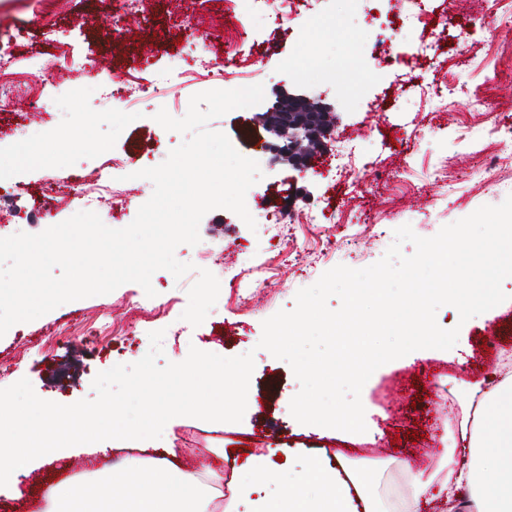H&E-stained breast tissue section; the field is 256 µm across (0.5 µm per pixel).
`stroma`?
<instances>
[{"label": "stroma", "mask_w": 512, "mask_h": 512, "mask_svg": "<svg viewBox=\"0 0 512 512\" xmlns=\"http://www.w3.org/2000/svg\"><path fill=\"white\" fill-rule=\"evenodd\" d=\"M57 23L64 30L76 61L127 76L144 66L162 71L189 52L223 59L224 43L212 35L214 19H231L225 0H208L206 15L196 22L195 45L182 44L185 15L169 0H151L146 14L128 18L111 35L92 32L87 17H107L114 0H56ZM314 26L274 30L270 20L287 16V0H262L243 38L233 48L238 75L261 72L265 97L249 108L235 109L209 121L210 130L230 140L251 134L267 135L257 123L282 92L302 90L331 104L339 125L350 134L372 131L360 142L356 168L364 182L337 176L320 178L299 173L284 161L261 162L258 190L271 209L324 211V224H272L249 228L234 212L215 209L201 219L197 245H179L175 257L195 269L182 278L167 270L151 278L154 296L135 283L105 295L62 304L49 313L11 327L0 337V409L24 408L32 403L98 404L112 393L128 421L138 419L148 402L173 407L197 404L200 394L180 384L173 370L178 360L214 352L227 357L253 353L250 400L225 425L214 428L182 416L164 430L168 445L177 448L176 465L197 467L203 482L223 488L226 466H237L241 454L263 448H324L367 461L370 483L385 512L408 492L398 462L415 455L442 454L460 447V422L468 409L469 384L484 379L512 353V304L491 309L459 325L458 311L445 305L436 321L446 330L458 329L449 350L422 349L379 367L361 392L367 430H332L317 434L314 427L288 416L300 383L291 366L259 348L262 323L281 310H292L298 290L313 285L338 265L364 268L379 261L394 241V231L411 225L431 237L447 224L465 218L484 205L502 203L512 194V175L499 176L486 164V126L512 127V82L488 81L492 74L486 50V24L495 0H473L471 11L449 15L444 0H427L438 22L437 31L419 27L395 30L389 0L376 13L374 33L361 26L360 16L341 0H309ZM37 0H0V39H15V50L31 57L44 70V95L69 97L59 81V48L42 28ZM438 38L435 56L402 57L381 66L374 75L357 72L347 63L356 47L377 41L379 46L420 43ZM318 65L323 85L300 82L281 71L288 58ZM465 86L479 89L486 114L466 111L453 96L437 95V88ZM199 76H186L161 94L130 109L104 112L94 98L71 100V126L60 131L52 112L30 118V98L19 95L0 108V237L18 232L37 234L73 216L61 188L94 174L102 161L125 159L124 188L134 190L129 201L103 205V223L128 226L149 200L153 185L135 178V171L161 164L184 140L153 119L159 109L183 117L194 94L207 91ZM36 141L52 158L50 166L19 168L16 148ZM275 252L276 270L257 275V303H241L230 274L220 268L227 255L263 262ZM218 274L220 291L215 305L199 326L182 320L187 291L198 269ZM121 364L125 374L111 379L109 368ZM84 465L72 470L73 458H50L16 489L0 494V512H43L46 489L63 480L93 478L118 462L140 463L148 452L130 442H114L94 452L80 448L75 458Z\"/></svg>", "instance_id": "obj_1"}]
</instances>
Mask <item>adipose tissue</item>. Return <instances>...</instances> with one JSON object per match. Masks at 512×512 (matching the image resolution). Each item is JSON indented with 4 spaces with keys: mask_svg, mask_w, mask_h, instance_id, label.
Wrapping results in <instances>:
<instances>
[{
    "mask_svg": "<svg viewBox=\"0 0 512 512\" xmlns=\"http://www.w3.org/2000/svg\"><path fill=\"white\" fill-rule=\"evenodd\" d=\"M250 367L246 359L229 366L207 354L180 362L175 373L183 385L204 393L203 420L221 424L245 404ZM472 393L481 419L463 434L460 453H443L420 467L399 460L409 481L399 512H425L438 501L461 504L465 512H512V375ZM172 416L159 401L148 403L134 422L116 408L111 422L103 423L95 405L41 404L33 412L0 414V446L12 450L8 461H0V491L13 488L44 458L67 457L101 438L154 441ZM276 454L271 448L247 456L227 499L163 458L113 465L93 483L51 486L46 512H382L364 466L344 453L294 448L281 463Z\"/></svg>",
    "mask_w": 512,
    "mask_h": 512,
    "instance_id": "adipose-tissue-1",
    "label": "adipose tissue"
}]
</instances>
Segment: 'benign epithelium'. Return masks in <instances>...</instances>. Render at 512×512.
I'll list each match as a JSON object with an SVG mask.
<instances>
[{
    "instance_id": "benign-epithelium-1",
    "label": "benign epithelium",
    "mask_w": 512,
    "mask_h": 512,
    "mask_svg": "<svg viewBox=\"0 0 512 512\" xmlns=\"http://www.w3.org/2000/svg\"><path fill=\"white\" fill-rule=\"evenodd\" d=\"M331 107L303 94L284 92L276 106L261 115L262 126L270 135L267 149L278 159L304 173L309 169V157L299 150L302 139L310 136L309 112H329Z\"/></svg>"
}]
</instances>
